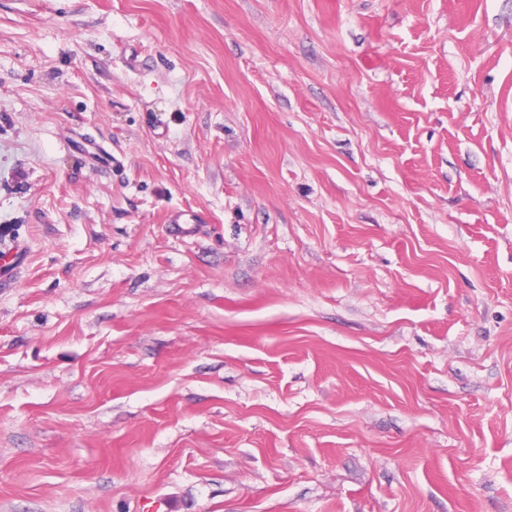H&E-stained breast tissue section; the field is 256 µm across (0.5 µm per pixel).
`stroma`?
<instances>
[{"label":"stroma","instance_id":"obj_1","mask_svg":"<svg viewBox=\"0 0 512 512\" xmlns=\"http://www.w3.org/2000/svg\"><path fill=\"white\" fill-rule=\"evenodd\" d=\"M9 250L0 512H512V0H0Z\"/></svg>","mask_w":512,"mask_h":512}]
</instances>
